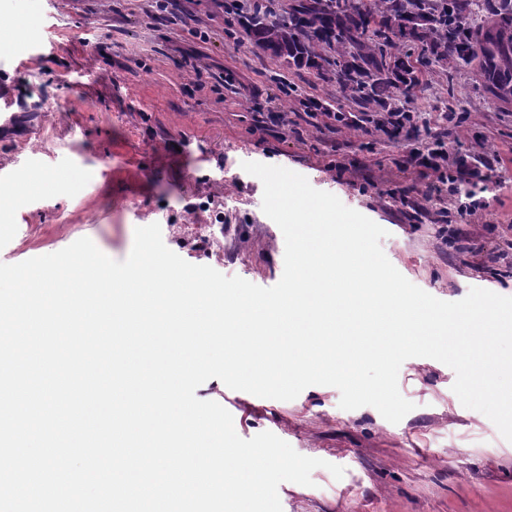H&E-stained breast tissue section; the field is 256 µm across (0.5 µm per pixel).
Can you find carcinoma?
I'll return each mask as SVG.
<instances>
[{
	"instance_id": "cac0c4a2",
	"label": "carcinoma",
	"mask_w": 512,
	"mask_h": 512,
	"mask_svg": "<svg viewBox=\"0 0 512 512\" xmlns=\"http://www.w3.org/2000/svg\"><path fill=\"white\" fill-rule=\"evenodd\" d=\"M246 39L289 68L311 69L362 117L405 112L424 70L472 66L488 91L512 95V0H244ZM405 22L416 27L397 33Z\"/></svg>"
}]
</instances>
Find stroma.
<instances>
[{
    "instance_id": "obj_1",
    "label": "stroma",
    "mask_w": 512,
    "mask_h": 512,
    "mask_svg": "<svg viewBox=\"0 0 512 512\" xmlns=\"http://www.w3.org/2000/svg\"><path fill=\"white\" fill-rule=\"evenodd\" d=\"M233 0H0L21 5L25 31L0 39V263L15 264L90 238L128 257L139 226L159 224L165 245L262 287L276 285L285 242L262 210L263 184L242 162L281 166L336 195L387 230L382 249L410 282L444 301L474 287L512 297V97L487 93L467 68L425 71L407 107L414 134L325 128L308 100L335 96L308 70L280 65L229 35ZM288 115L287 126L270 120ZM441 139L449 153L479 157L489 177L480 208L443 244L465 195L428 194L412 152ZM458 220V219H457ZM496 250L486 263L478 248ZM455 373L431 358L400 367L415 408L401 422L373 407L344 410L331 386L291 401L229 389H196L220 403L244 439L269 431L323 468L312 486L285 482L282 512H512V442L452 390Z\"/></svg>"
}]
</instances>
